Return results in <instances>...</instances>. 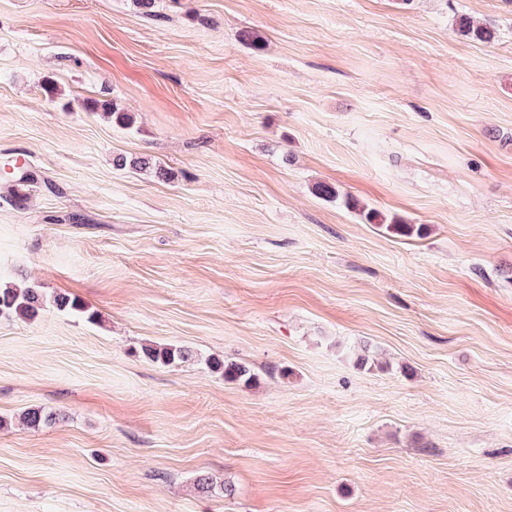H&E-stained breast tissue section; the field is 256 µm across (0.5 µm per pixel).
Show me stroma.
I'll return each instance as SVG.
<instances>
[{"mask_svg":"<svg viewBox=\"0 0 512 512\" xmlns=\"http://www.w3.org/2000/svg\"><path fill=\"white\" fill-rule=\"evenodd\" d=\"M4 158L0 512H512V0H0ZM459 28L466 37L480 43H491L497 37L495 29L488 26L475 25L467 17L460 18ZM316 193L323 199L336 201V204L345 206L347 209H358L360 216L368 224H384L385 229L399 236H409L415 230L419 232L421 227L415 228L412 224H406L403 221L391 219L387 222V219L378 211L374 209H367L365 207L358 208L355 200L348 194L341 193L336 187L329 184H319L315 188ZM48 305L59 311L94 322L95 312H90L81 301L68 294H56L47 297L40 288L29 283H2L0 280V318H22L32 320L40 315ZM141 352L146 359L164 366L185 363L195 357L188 347L172 344L145 345L141 347ZM207 364L213 371L221 372L226 382L249 384L255 378L252 369L242 362L225 361L214 358L208 359Z\"/></svg>","mask_w":512,"mask_h":512,"instance_id":"stroma-1","label":"stroma"}]
</instances>
